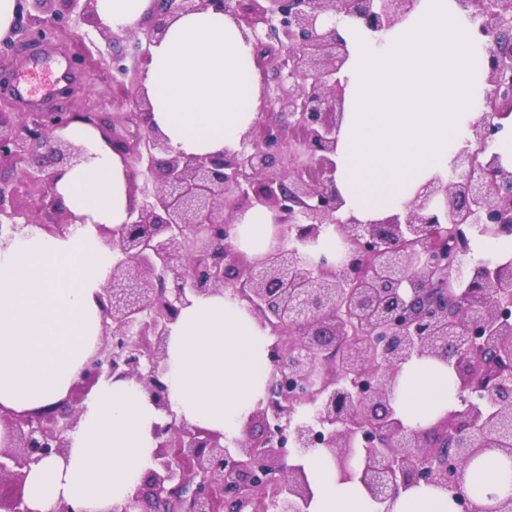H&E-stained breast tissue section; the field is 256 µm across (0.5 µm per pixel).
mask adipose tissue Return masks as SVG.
Returning a JSON list of instances; mask_svg holds the SVG:
<instances>
[{
	"label": "adipose tissue",
	"mask_w": 512,
	"mask_h": 512,
	"mask_svg": "<svg viewBox=\"0 0 512 512\" xmlns=\"http://www.w3.org/2000/svg\"><path fill=\"white\" fill-rule=\"evenodd\" d=\"M152 0H95L101 24L139 29ZM339 31L349 57L339 77L344 112L336 144V189L343 216L364 222L399 212L428 180L446 176L471 137L489 90V37L470 24L456 0H419L380 36L351 18ZM261 76L254 49L238 26L214 10L175 18L151 48L140 92L152 124L187 156L234 151L259 118ZM84 159L65 169L55 191L77 218L64 238L24 229L0 251V410L22 413L67 399L102 340L97 294L112 269L99 226L119 228L132 201L120 154L82 122L61 129ZM239 248L266 253L273 216L256 207L238 217ZM269 339L244 304L224 294L195 298L169 328V411L130 380H102L85 399L64 455L32 466L25 499L30 512H112L153 466L155 425L168 415L190 426L233 435L263 398ZM447 365L407 362L392 405L414 429L455 409L458 386ZM489 453L469 469L466 487L479 506L512 491V475ZM313 491L310 512H460L452 492L420 485L393 501H375L357 481L338 483L319 450L302 460Z\"/></svg>",
	"instance_id": "1"
}]
</instances>
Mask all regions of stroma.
<instances>
[{
    "mask_svg": "<svg viewBox=\"0 0 512 512\" xmlns=\"http://www.w3.org/2000/svg\"><path fill=\"white\" fill-rule=\"evenodd\" d=\"M52 35V40L46 41L38 36L24 38L16 34L10 46L0 45V111L93 112L110 117L119 127L131 128L121 84H116L113 75L116 65L123 64L128 68L123 84H140L134 38L118 34L105 39L94 24L75 14L61 22ZM45 55L73 63V95L58 93L49 100L33 97L27 103H15L11 88L17 71L31 59Z\"/></svg>",
    "mask_w": 512,
    "mask_h": 512,
    "instance_id": "35a3bbf8",
    "label": "stroma"
}]
</instances>
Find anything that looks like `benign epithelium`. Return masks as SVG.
I'll use <instances>...</instances> for the list:
<instances>
[{
	"instance_id": "1",
	"label": "benign epithelium",
	"mask_w": 512,
	"mask_h": 512,
	"mask_svg": "<svg viewBox=\"0 0 512 512\" xmlns=\"http://www.w3.org/2000/svg\"><path fill=\"white\" fill-rule=\"evenodd\" d=\"M56 2L45 21L76 11L96 20L95 0ZM456 2L492 40L474 147L457 153L448 179L422 185L404 213L364 224L339 216L334 184L337 73L348 56L336 25L351 17L380 35L416 0H154L138 62L177 16L222 12L253 41L264 118L235 151L185 156L150 126V105L136 93L125 97L136 131L100 129L113 150L145 167L151 185H132L141 199L127 221L101 232L113 252L97 295L104 332L79 389L132 380L170 416L154 427V467L112 512H307L312 492L294 460L314 449L342 476L356 460L359 480L380 502L423 483L453 492L462 512H512V495L477 507L463 491V463L495 451L512 464V261L465 260L468 229L512 235V167L488 152L498 120L512 114V0ZM76 117L0 112V165L43 185L36 208L56 219L38 228L49 236L75 224L54 184L83 158L55 135ZM16 196L14 185L0 183V249L31 225L18 222ZM257 206L275 213V245L250 260L234 245L236 214ZM330 231L340 240L336 256L315 253ZM217 292L244 301L274 337L265 396L232 440L177 421L168 404L169 325L191 298ZM486 351L492 372L478 384L468 361ZM414 356L453 361L468 396L435 423L408 430L390 396ZM303 405L312 415H298ZM78 415L67 400L0 413L8 433L0 482H11L0 512H30L27 473L64 453Z\"/></svg>"
}]
</instances>
